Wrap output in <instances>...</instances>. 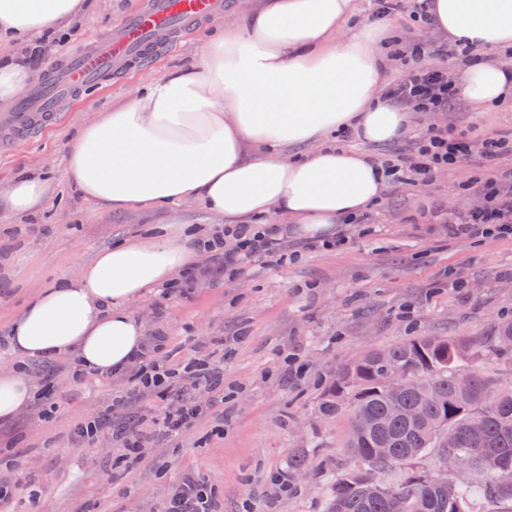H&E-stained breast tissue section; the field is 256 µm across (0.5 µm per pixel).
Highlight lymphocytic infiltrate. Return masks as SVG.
<instances>
[{"mask_svg":"<svg viewBox=\"0 0 512 512\" xmlns=\"http://www.w3.org/2000/svg\"><path fill=\"white\" fill-rule=\"evenodd\" d=\"M387 96L409 112H445L459 98L449 71L444 67L418 66L403 71L386 90ZM512 153V141L493 136L473 140L448 126H430L419 133L406 151L382 162L389 183L422 185L441 170L479 161L486 174L474 179L472 191L480 196V207L448 218V232L454 236L488 237L512 235V183L495 175L491 165ZM210 258L223 259V271L233 275L244 263L275 255L287 256L282 233L275 224H228L222 238L208 244ZM135 382L129 396L138 399L156 393L167 404L152 419L162 435H180L209 415L217 399L223 398V378L208 363L173 369L143 353L131 369ZM163 512H217L216 502L200 478L185 474L171 489Z\"/></svg>","mask_w":512,"mask_h":512,"instance_id":"1","label":"lymphocytic infiltrate"}]
</instances>
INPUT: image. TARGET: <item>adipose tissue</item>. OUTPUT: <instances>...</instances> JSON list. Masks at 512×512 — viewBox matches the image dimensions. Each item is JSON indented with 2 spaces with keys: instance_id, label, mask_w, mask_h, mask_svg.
I'll return each instance as SVG.
<instances>
[{
  "instance_id": "obj_1",
  "label": "adipose tissue",
  "mask_w": 512,
  "mask_h": 512,
  "mask_svg": "<svg viewBox=\"0 0 512 512\" xmlns=\"http://www.w3.org/2000/svg\"><path fill=\"white\" fill-rule=\"evenodd\" d=\"M433 25L472 47L456 79L482 112L512 99L497 52L512 51V0H430ZM85 0H0V42L22 43L81 14ZM354 0H263L216 28L191 66L141 84L124 103L75 132L67 172L77 192L115 212L196 201L218 224L286 218L305 238L379 203L386 180L364 153L336 145L348 131L386 144L414 113L384 97L381 49L390 23L353 24ZM299 147L284 156L283 147ZM48 191L41 174L13 180L11 216L34 213ZM200 250L168 226L100 251L70 277L44 286L8 328L12 370L0 372V424L35 393L26 364L66 357L81 374L131 367L144 324L129 303L193 267Z\"/></svg>"
}]
</instances>
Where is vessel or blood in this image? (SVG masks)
<instances>
[{
    "label": "vessel or blood",
    "instance_id": "obj_1",
    "mask_svg": "<svg viewBox=\"0 0 512 512\" xmlns=\"http://www.w3.org/2000/svg\"><path fill=\"white\" fill-rule=\"evenodd\" d=\"M222 7V0H146L127 15L118 32L89 42L55 66L14 111L0 114V127L11 133L9 145L58 119L80 91L102 84L130 62L151 59L161 33L185 30Z\"/></svg>",
    "mask_w": 512,
    "mask_h": 512
}]
</instances>
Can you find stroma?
<instances>
[{"label":"stroma","instance_id":"35a3bbf8","mask_svg":"<svg viewBox=\"0 0 512 512\" xmlns=\"http://www.w3.org/2000/svg\"><path fill=\"white\" fill-rule=\"evenodd\" d=\"M139 0H89L63 43L34 53L37 77L62 57L118 29ZM250 0H224V11L175 36L146 65L137 63L80 92L64 117L35 138L0 152V189L45 170L43 207L17 220L0 212V331L39 288L77 272L102 249L162 224H206L201 204L113 213L73 187L65 157L87 119L123 102L160 72L195 60L212 29L235 20ZM451 123L476 137L512 138V104L488 112L460 102L425 112L421 126ZM472 166L438 172L423 186H388L369 224H342L344 247L288 238L292 261L268 258L231 277L199 276L181 294L154 292L132 304L147 336L163 337L157 359L176 368L199 359L224 363L235 385L223 411L178 437L151 438L143 459L122 471L123 449L106 437L78 446L74 425L105 408L131 382L125 376L74 377L68 360L33 362L30 374L55 409L34 402L0 426V477L17 487L0 512H159L172 486L191 472L212 487L220 512H326L329 481L346 461L348 418L324 417L331 382L371 349L418 336L492 338L512 321V236L449 235L448 214L479 206L465 186ZM304 455L310 469L289 478ZM36 481H29V473Z\"/></svg>","mask_w":512,"mask_h":512}]
</instances>
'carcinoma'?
<instances>
[{"instance_id":"carcinoma-1","label":"carcinoma","mask_w":512,"mask_h":512,"mask_svg":"<svg viewBox=\"0 0 512 512\" xmlns=\"http://www.w3.org/2000/svg\"><path fill=\"white\" fill-rule=\"evenodd\" d=\"M466 350L446 336H422L369 353L337 376L320 409L348 416L351 461L336 473L327 512H469L477 485L485 500L512 504V484L497 482L512 469V389L497 390L476 371L458 387L456 362ZM431 452L451 468L467 458L468 481L424 470ZM390 470L401 473L396 483L370 480Z\"/></svg>"}]
</instances>
